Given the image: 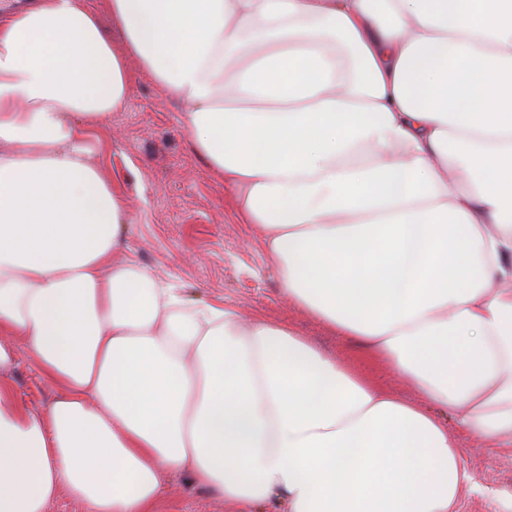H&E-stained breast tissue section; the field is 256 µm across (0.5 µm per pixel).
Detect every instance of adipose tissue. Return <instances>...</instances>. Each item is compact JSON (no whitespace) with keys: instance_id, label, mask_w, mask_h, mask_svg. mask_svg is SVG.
<instances>
[{"instance_id":"adipose-tissue-1","label":"adipose tissue","mask_w":512,"mask_h":512,"mask_svg":"<svg viewBox=\"0 0 512 512\" xmlns=\"http://www.w3.org/2000/svg\"><path fill=\"white\" fill-rule=\"evenodd\" d=\"M85 0L0 16V512H157L186 475L252 508L455 512L447 426L290 328L113 256L128 208L85 142L128 59L293 302L512 447V0ZM22 340L58 394L21 408Z\"/></svg>"}]
</instances>
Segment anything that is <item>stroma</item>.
I'll return each mask as SVG.
<instances>
[{
  "label": "stroma",
  "mask_w": 512,
  "mask_h": 512,
  "mask_svg": "<svg viewBox=\"0 0 512 512\" xmlns=\"http://www.w3.org/2000/svg\"><path fill=\"white\" fill-rule=\"evenodd\" d=\"M131 82L123 106L87 132L105 175L129 205L125 257L182 289L188 302H223L244 319L279 322L347 366L378 381L394 398L428 400L402 377L371 366L353 341L331 332L283 291L258 232L237 214L219 174L194 151L184 127L185 104L137 62H127ZM9 373L21 405L39 409L56 395L39 377L23 344ZM461 456L481 490L463 495L459 512H495L496 498L512 492V447L461 431L449 423ZM158 512H241L176 478L165 487Z\"/></svg>",
  "instance_id": "stroma-1"
}]
</instances>
